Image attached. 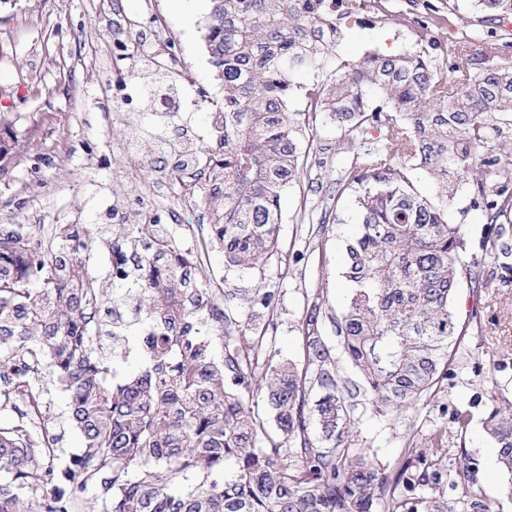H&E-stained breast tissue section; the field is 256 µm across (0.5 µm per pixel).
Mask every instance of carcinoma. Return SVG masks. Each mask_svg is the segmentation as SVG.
Returning a JSON list of instances; mask_svg holds the SVG:
<instances>
[{"label": "carcinoma", "instance_id": "obj_1", "mask_svg": "<svg viewBox=\"0 0 512 512\" xmlns=\"http://www.w3.org/2000/svg\"><path fill=\"white\" fill-rule=\"evenodd\" d=\"M387 0H211L205 41L224 83L222 120L207 113L216 146L186 134L162 142L171 161L141 163L204 206L210 243L225 265L261 270L279 257L282 196L323 152L319 133L358 142L336 180L353 198L359 229L347 246L351 284L332 319L372 406L401 416L448 378L464 335L452 312L462 279L487 287L486 260L512 272V55L468 62L512 18V0H470L476 33L440 38L448 15L418 22L417 48L335 56L342 25ZM181 75L149 58L145 82L174 89ZM209 172L202 198L183 175ZM436 185L420 193L412 174ZM469 205L450 209L462 193ZM483 213L493 236L484 258L463 259L462 226ZM149 207L115 224L0 225V512H492L477 460L448 467V437L471 415L452 411L387 473L351 448L348 404L325 367L324 294L307 295L303 362L264 355L279 294L256 289L243 321L198 278L200 251L184 249ZM109 275L89 271L96 251ZM139 366L128 368L130 355ZM67 398L80 437L60 467L39 388L43 371ZM264 392L269 413L250 405ZM320 428L321 442L310 436ZM512 498V398L494 391L484 419Z\"/></svg>", "mask_w": 512, "mask_h": 512}]
</instances>
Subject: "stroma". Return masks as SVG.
I'll list each match as a JSON object with an SVG mask.
<instances>
[{
    "mask_svg": "<svg viewBox=\"0 0 512 512\" xmlns=\"http://www.w3.org/2000/svg\"><path fill=\"white\" fill-rule=\"evenodd\" d=\"M210 6V0H192L189 10L180 13L172 0H0V224H83L105 216L117 194L128 200L143 197L163 212L174 207L170 190L147 177L139 158L125 152V141L116 134L138 121L147 102L125 107L92 57L98 51L112 52L113 27L121 23L130 37L129 57L121 70L138 67L150 47L135 40L137 23L146 13L158 16L164 25L156 32L157 41L176 47L185 61L179 121L198 139L214 143L205 114L209 100L223 98L224 87L205 43ZM390 8L398 20L381 25L348 21L337 53L351 59L369 49L393 54L414 47L416 22L426 19V9L408 6L407 0H390ZM350 154L347 148L339 154L330 151L314 183L286 194L279 258L262 272L242 274L227 268L223 253L213 248L206 254V279L211 287L232 293L230 305L241 319L253 289L277 290L280 306L274 315L272 350L278 359L296 362L304 354L306 294L323 290L327 307L321 338L337 375L356 391L351 414L355 448L388 466L400 457L410 436L422 435L439 422L442 407L469 410V430L464 439L449 437L448 456L474 455L494 512H512L483 424L493 383L512 390V280L491 274L477 297L470 288H460L453 306L458 321H480L485 333L462 336L447 380L433 386L416 409L395 417L372 407L331 322L346 302V246L358 231L352 199L336 196V158ZM332 197L338 200L337 219L323 225L300 223L302 205ZM504 359L508 368L495 371ZM43 399L55 424L57 448L66 455L77 452L79 436L67 422L65 399L51 381L43 383Z\"/></svg>",
    "mask_w": 512,
    "mask_h": 512,
    "instance_id": "stroma-1",
    "label": "stroma"
}]
</instances>
